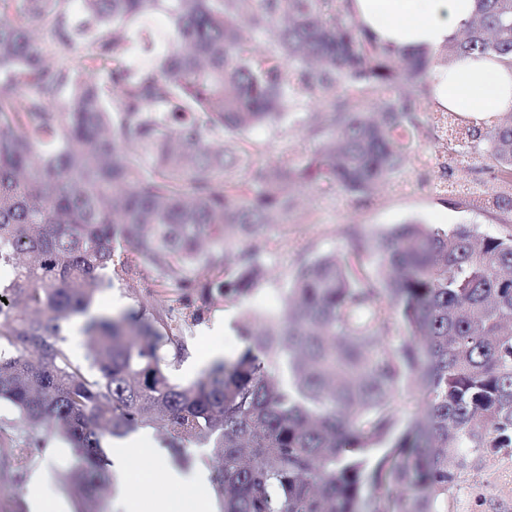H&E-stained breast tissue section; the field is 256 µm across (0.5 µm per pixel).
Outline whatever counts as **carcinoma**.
Segmentation results:
<instances>
[{"label":"carcinoma","instance_id":"1","mask_svg":"<svg viewBox=\"0 0 512 512\" xmlns=\"http://www.w3.org/2000/svg\"><path fill=\"white\" fill-rule=\"evenodd\" d=\"M346 2L86 0L78 18L70 0H0V400L21 416L0 423L1 475L27 472L45 428L77 453L74 512H106L103 441L153 426L173 461L211 472L220 512H442L462 475L512 451V232L349 224L362 247L299 252L285 309L246 310L236 357L170 377L185 327L266 280L254 242L296 186L366 204L410 161L430 61L367 37ZM154 11L175 45L135 70L126 26ZM253 32L277 52L253 55ZM473 52L512 60V0H476L444 54ZM297 110L309 160L242 170L234 137ZM436 128L460 162L492 161L486 203L512 213V113L450 110ZM146 271L153 313L89 314L105 280ZM80 316L84 363L61 337Z\"/></svg>","mask_w":512,"mask_h":512}]
</instances>
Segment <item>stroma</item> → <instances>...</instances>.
<instances>
[{
  "label": "stroma",
  "mask_w": 512,
  "mask_h": 512,
  "mask_svg": "<svg viewBox=\"0 0 512 512\" xmlns=\"http://www.w3.org/2000/svg\"><path fill=\"white\" fill-rule=\"evenodd\" d=\"M437 109L433 100L422 99L423 130L410 146L413 159L379 187L373 203L359 204L343 190L328 191L316 183L301 188L296 195V207L284 221L269 225L265 231L266 236L279 240L280 249L272 258L273 275L268 284L259 288V295L282 300L300 248L315 254L356 249V242L345 234L350 224L362 225L369 232H385L408 223L444 229L468 224L491 235L512 230L511 214L487 210L476 203H465L460 196L443 193L444 184L450 181L477 183L487 190L494 187L495 180L483 162L467 168L449 164L431 133ZM304 120V113L291 114L279 129L266 127L258 134L241 135L239 143L250 161L257 163L272 162L283 155L311 154L312 146L303 139ZM157 289L156 282L147 274L116 281L102 290L92 309L133 313L150 306ZM240 317L239 307L221 303L211 307L201 321L185 330L192 352L214 347L223 349L225 356H235L243 347L235 330ZM72 462L73 451L64 442L53 441L40 449L35 466L42 470L47 488L40 512H73L74 495L59 483L60 474ZM511 471V454L501 452L486 457L449 493L448 512H512V484L507 481Z\"/></svg>",
  "instance_id": "1"
}]
</instances>
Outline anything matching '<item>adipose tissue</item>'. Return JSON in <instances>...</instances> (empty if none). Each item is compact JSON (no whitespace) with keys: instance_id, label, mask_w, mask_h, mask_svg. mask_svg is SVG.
<instances>
[{"instance_id":"adipose-tissue-1","label":"adipose tissue","mask_w":512,"mask_h":512,"mask_svg":"<svg viewBox=\"0 0 512 512\" xmlns=\"http://www.w3.org/2000/svg\"><path fill=\"white\" fill-rule=\"evenodd\" d=\"M349 7L378 43L434 57L427 81L440 107L477 123L493 114L512 112V65L477 53L450 64L436 60L438 51L470 23L475 0H350ZM112 469L133 491L125 499L128 512H177L175 507L165 508L157 499L141 496V484L166 481L186 490L196 484L195 479L171 471L159 455L145 460L124 446L113 448Z\"/></svg>"}]
</instances>
